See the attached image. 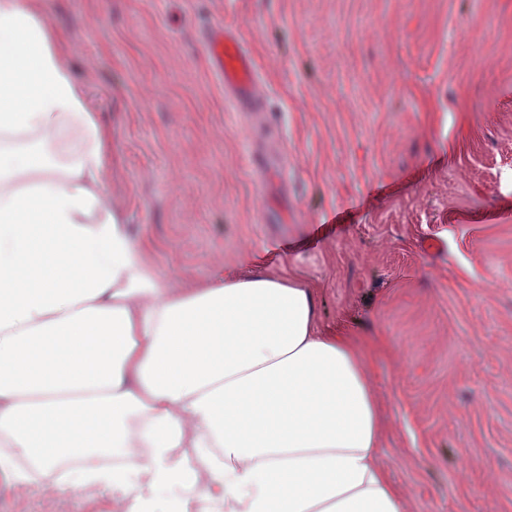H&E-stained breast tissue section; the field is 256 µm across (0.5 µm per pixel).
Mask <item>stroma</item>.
<instances>
[{
  "instance_id": "35a3bbf8",
  "label": "stroma",
  "mask_w": 512,
  "mask_h": 512,
  "mask_svg": "<svg viewBox=\"0 0 512 512\" xmlns=\"http://www.w3.org/2000/svg\"><path fill=\"white\" fill-rule=\"evenodd\" d=\"M49 19L159 273L254 256L316 285L322 328L387 347L380 461L408 512H512V0H51ZM214 24L254 52L266 122L225 104L199 39ZM252 141L286 189L256 193ZM1 501L110 512L0 475Z\"/></svg>"
}]
</instances>
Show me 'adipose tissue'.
Listing matches in <instances>:
<instances>
[{"instance_id": "adipose-tissue-1", "label": "adipose tissue", "mask_w": 512, "mask_h": 512, "mask_svg": "<svg viewBox=\"0 0 512 512\" xmlns=\"http://www.w3.org/2000/svg\"><path fill=\"white\" fill-rule=\"evenodd\" d=\"M47 0H0V473L111 512H406L374 348L292 275L161 276Z\"/></svg>"}]
</instances>
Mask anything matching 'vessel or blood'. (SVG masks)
I'll list each match as a JSON object with an SVG mask.
<instances>
[{"instance_id":"vessel-or-blood-1","label":"vessel or blood","mask_w":512,"mask_h":512,"mask_svg":"<svg viewBox=\"0 0 512 512\" xmlns=\"http://www.w3.org/2000/svg\"><path fill=\"white\" fill-rule=\"evenodd\" d=\"M201 44L212 75L224 86V98L237 112L252 114L266 109V99L259 91L260 76L248 45L231 29L215 25L206 29ZM248 164L259 182L279 178L280 162L266 150L251 152Z\"/></svg>"}]
</instances>
